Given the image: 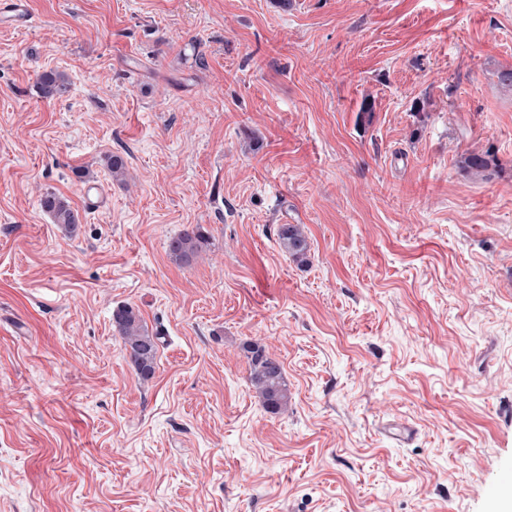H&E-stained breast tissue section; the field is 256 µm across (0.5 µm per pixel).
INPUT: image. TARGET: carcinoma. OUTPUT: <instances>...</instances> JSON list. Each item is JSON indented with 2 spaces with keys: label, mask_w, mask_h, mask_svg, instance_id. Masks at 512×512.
Returning a JSON list of instances; mask_svg holds the SVG:
<instances>
[{
  "label": "carcinoma",
  "mask_w": 512,
  "mask_h": 512,
  "mask_svg": "<svg viewBox=\"0 0 512 512\" xmlns=\"http://www.w3.org/2000/svg\"><path fill=\"white\" fill-rule=\"evenodd\" d=\"M61 87L60 75L56 72L49 71L40 76L39 90L42 97L55 96ZM40 206L53 217L55 223L63 225L69 234L76 233L81 220L66 199L50 192L42 197ZM277 236L281 248L293 261L300 265L308 262L310 246L301 225L282 224L277 230ZM205 241L201 227L186 228L170 238L168 250L176 259L188 262L199 252ZM112 325L124 342L128 363L136 374L143 379L152 377L159 350L158 337L145 328L140 312L131 305H120L112 311ZM242 350L248 361L250 382L263 407L273 414L284 411L288 403V389L280 362L251 341L244 342Z\"/></svg>",
  "instance_id": "1"
}]
</instances>
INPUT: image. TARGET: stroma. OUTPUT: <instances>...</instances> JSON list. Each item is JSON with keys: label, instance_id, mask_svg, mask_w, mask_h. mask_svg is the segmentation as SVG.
<instances>
[{"label": "stroma", "instance_id": "stroma-1", "mask_svg": "<svg viewBox=\"0 0 512 512\" xmlns=\"http://www.w3.org/2000/svg\"><path fill=\"white\" fill-rule=\"evenodd\" d=\"M28 3L0 25V512H512V0ZM40 206L53 217L56 224H62L69 234L76 233L81 220L66 199L53 192L46 193L40 200ZM281 248L293 261L300 265L307 264L310 252L308 237L299 224H281L277 230ZM206 238L201 227L186 228L178 235L170 238L168 243L169 252L182 262L190 260L199 252ZM112 325L124 342L128 363L136 374L143 379L152 377L159 350L158 337L145 328L140 312L131 305H120L112 311ZM242 350L248 361L250 382L263 407L273 414L284 411L288 403V389L280 362L251 341H245Z\"/></svg>", "mask_w": 512, "mask_h": 512}]
</instances>
